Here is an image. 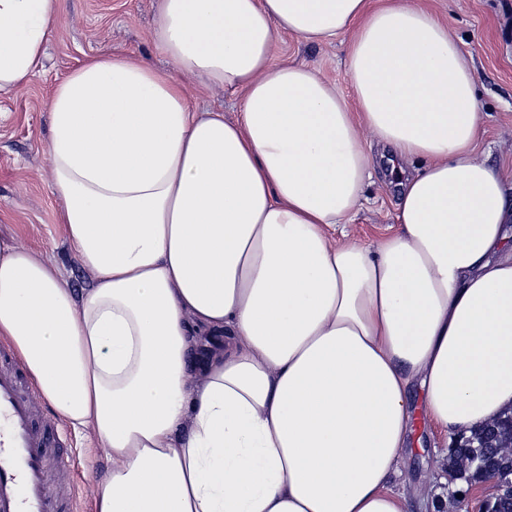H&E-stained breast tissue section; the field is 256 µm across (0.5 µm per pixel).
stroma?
Instances as JSON below:
<instances>
[{
  "mask_svg": "<svg viewBox=\"0 0 512 512\" xmlns=\"http://www.w3.org/2000/svg\"><path fill=\"white\" fill-rule=\"evenodd\" d=\"M155 4L156 0H62L41 68L19 88L0 93V237L43 254L63 270L75 289L86 287L91 275L61 233L58 203L49 187L48 103L55 84L87 58L111 52L136 54L157 69L179 75L194 111H219L232 121L240 110L239 96L205 88L195 77L180 74L174 60L156 47ZM428 4L471 60L484 114L478 152L512 181V0H428ZM347 56L346 38L313 45L285 34L276 59L317 68L347 94L351 91ZM396 180L388 168L373 169L362 205L344 227L350 240L370 247L395 231ZM411 405L412 450L401 461L395 479L397 488L410 495L428 492L437 484L438 461L451 444L450 436L427 417L421 388H414ZM40 407L44 421L61 431L69 456L66 469L52 471L54 485L74 488L73 512H96V490L109 471L108 459L90 431H74L48 402Z\"/></svg>",
  "mask_w": 512,
  "mask_h": 512,
  "instance_id": "35a3bbf8",
  "label": "stroma"
}]
</instances>
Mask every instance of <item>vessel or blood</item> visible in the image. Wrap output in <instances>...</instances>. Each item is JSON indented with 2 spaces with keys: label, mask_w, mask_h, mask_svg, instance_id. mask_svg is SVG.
<instances>
[{
  "label": "vessel or blood",
  "mask_w": 512,
  "mask_h": 512,
  "mask_svg": "<svg viewBox=\"0 0 512 512\" xmlns=\"http://www.w3.org/2000/svg\"><path fill=\"white\" fill-rule=\"evenodd\" d=\"M55 449L38 406L23 389L20 368L0 349V512H70L73 494L54 486Z\"/></svg>",
  "instance_id": "obj_1"
}]
</instances>
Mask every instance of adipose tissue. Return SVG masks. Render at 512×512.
<instances>
[{
  "mask_svg": "<svg viewBox=\"0 0 512 512\" xmlns=\"http://www.w3.org/2000/svg\"><path fill=\"white\" fill-rule=\"evenodd\" d=\"M61 7L0 0V93ZM284 33L349 35L353 100L276 62ZM153 37L238 91V119L197 116L142 58L87 59L52 91L49 162L93 280L0 238V337L111 461L96 512H465L393 487L414 386L446 431L512 413V183L475 155L447 24L422 0H157ZM365 130L388 164L424 162L371 249L334 234L371 176Z\"/></svg>",
  "mask_w": 512,
  "mask_h": 512,
  "instance_id": "obj_1",
  "label": "adipose tissue"
}]
</instances>
